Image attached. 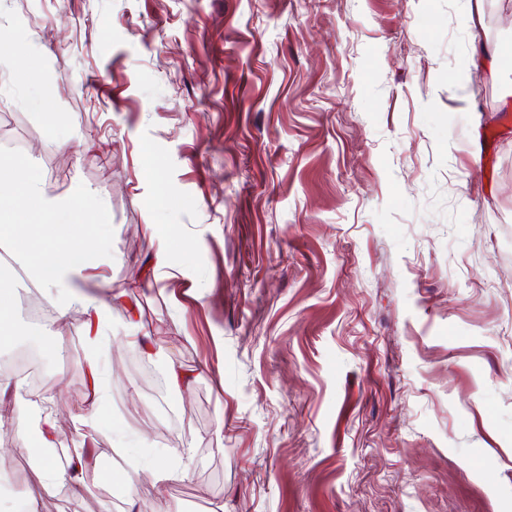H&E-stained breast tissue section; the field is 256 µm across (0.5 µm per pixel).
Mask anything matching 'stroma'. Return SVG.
Masks as SVG:
<instances>
[{"mask_svg":"<svg viewBox=\"0 0 512 512\" xmlns=\"http://www.w3.org/2000/svg\"><path fill=\"white\" fill-rule=\"evenodd\" d=\"M478 6L0 0V169L79 209L112 326L16 304L43 389L0 400L61 478L0 431V512H512V0Z\"/></svg>","mask_w":512,"mask_h":512,"instance_id":"1","label":"stroma"}]
</instances>
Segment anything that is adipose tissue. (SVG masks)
<instances>
[{
	"label": "adipose tissue",
	"instance_id": "ef3b65f1",
	"mask_svg": "<svg viewBox=\"0 0 512 512\" xmlns=\"http://www.w3.org/2000/svg\"><path fill=\"white\" fill-rule=\"evenodd\" d=\"M3 194L10 201L0 207V241L11 244L32 285L53 292L55 322H65L75 306L92 307L82 283L86 270L98 261V245L86 225L73 219L70 203L40 196L22 161L13 163L10 172H0Z\"/></svg>",
	"mask_w": 512,
	"mask_h": 512
}]
</instances>
